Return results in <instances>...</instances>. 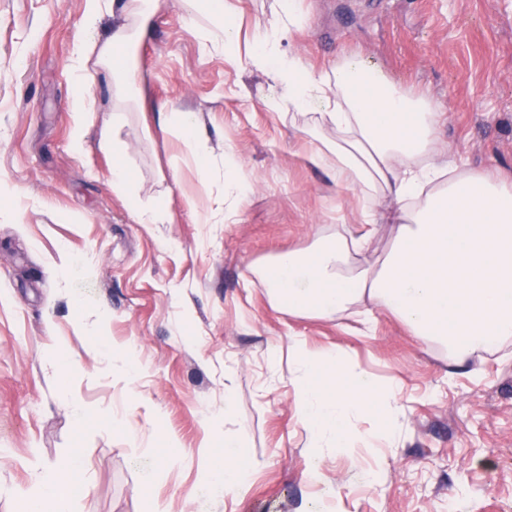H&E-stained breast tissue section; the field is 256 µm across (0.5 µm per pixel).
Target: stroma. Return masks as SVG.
Returning <instances> with one entry per match:
<instances>
[{
	"instance_id": "1",
	"label": "stroma",
	"mask_w": 512,
	"mask_h": 512,
	"mask_svg": "<svg viewBox=\"0 0 512 512\" xmlns=\"http://www.w3.org/2000/svg\"><path fill=\"white\" fill-rule=\"evenodd\" d=\"M226 2L234 60L203 52L180 0H160L137 50L144 107L122 112L111 84L78 85L70 69L83 0H0V181L15 192L13 215L0 218V512H24L33 461L73 452L86 494L70 512H196L205 465L221 463L231 436L247 448L250 478L205 512H512V340L458 364L387 311L365 325L294 317L254 283L253 263L358 227L361 205L307 163L311 117L269 107L282 91L248 62L274 0ZM296 10L284 55L318 71L346 55L369 60L443 112L446 160L512 185V0H296ZM80 90L92 124L77 147ZM118 111L140 196L167 198L165 223H136L112 190L99 137ZM175 112L196 114L205 169L186 160ZM228 153L253 185L237 204L225 195ZM66 255L74 268H62ZM293 336L345 350L399 390L393 444L311 447L294 407ZM129 345L141 369L123 378L99 351ZM59 350L72 361L61 375L47 362Z\"/></svg>"
}]
</instances>
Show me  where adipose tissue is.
<instances>
[{"instance_id": "adipose-tissue-1", "label": "adipose tissue", "mask_w": 512, "mask_h": 512, "mask_svg": "<svg viewBox=\"0 0 512 512\" xmlns=\"http://www.w3.org/2000/svg\"><path fill=\"white\" fill-rule=\"evenodd\" d=\"M123 18L107 37L98 21L106 8ZM158 0H84L85 33L73 45L71 62L80 72L100 68L116 102L140 96L136 49L150 28ZM188 16H204L198 27L203 49L233 54L236 21L224 0H181ZM299 23L295 0H278L269 23L255 34L250 64L279 84L289 107L317 106L319 127L333 130L311 149L309 160L330 169L336 181L365 200L364 230L321 236L252 267L270 304L291 316L329 319L352 306L364 316L383 309L423 344L444 345L456 362L512 338V186L490 175L461 171L442 158L437 132L443 115L426 97L412 95L365 60L347 56L332 70H307L300 59L279 52L282 36ZM120 123L103 129L102 151L112 156V189L138 223L161 224L166 203L144 205L134 186L128 146ZM394 209L379 211V198ZM392 237L383 257L361 265L378 226ZM296 416L312 447H373L389 440L396 391L379 386L342 351L322 354L292 339ZM376 418L375 431L354 422ZM224 460L207 477L211 490L233 491L247 475L238 466L246 448L224 441ZM78 455L56 466H34L25 495L26 512H70Z\"/></svg>"}]
</instances>
